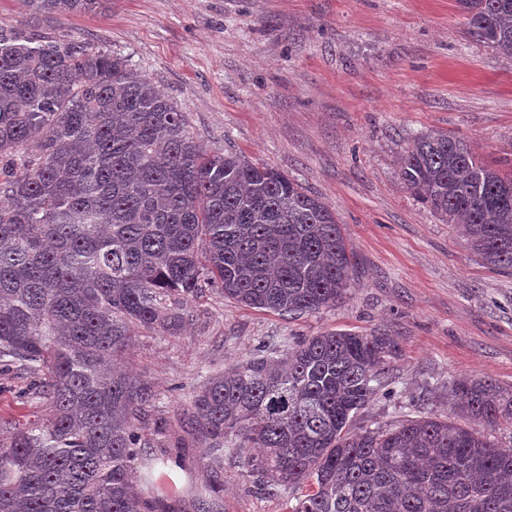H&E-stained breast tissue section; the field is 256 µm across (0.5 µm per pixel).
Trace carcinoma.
I'll return each instance as SVG.
<instances>
[{"label":"carcinoma","mask_w":512,"mask_h":512,"mask_svg":"<svg viewBox=\"0 0 512 512\" xmlns=\"http://www.w3.org/2000/svg\"><path fill=\"white\" fill-rule=\"evenodd\" d=\"M102 0H28L54 18ZM469 33L512 59V0H457ZM406 189L496 271H512V173L461 138L418 134L399 153ZM358 280L336 212L295 180L209 154L184 114L126 60L82 40L0 26V364L42 374L46 423L0 448V512H167L131 473L174 462L147 451L153 389L121 369L141 329L180 330L207 283L252 309L297 317ZM395 337L325 331L258 349L192 400L213 479L197 512H223L234 458L269 487L305 489L291 512H512V385L452 382L467 427L405 418L357 427L387 386Z\"/></svg>","instance_id":"cac0c4a2"}]
</instances>
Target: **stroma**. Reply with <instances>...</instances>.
<instances>
[{
    "label": "stroma",
    "mask_w": 512,
    "mask_h": 512,
    "mask_svg": "<svg viewBox=\"0 0 512 512\" xmlns=\"http://www.w3.org/2000/svg\"><path fill=\"white\" fill-rule=\"evenodd\" d=\"M0 25L125 56L204 150L295 178L335 210L353 248L359 279L334 307L291 319L206 286L178 334L134 338L128 369L156 394L142 432L183 457L152 476L169 512H193L192 491L211 475L187 425L195 392L258 347L283 350L325 330L396 336L393 394L359 413L360 427L446 416L462 375L512 384V274L484 266L397 166L401 146L433 129L512 172V61L470 35L457 0H104L61 19L0 0ZM34 381L0 370L1 444L48 416ZM223 473L224 512H288L293 488H266L230 457Z\"/></svg>",
    "instance_id": "stroma-1"
}]
</instances>
